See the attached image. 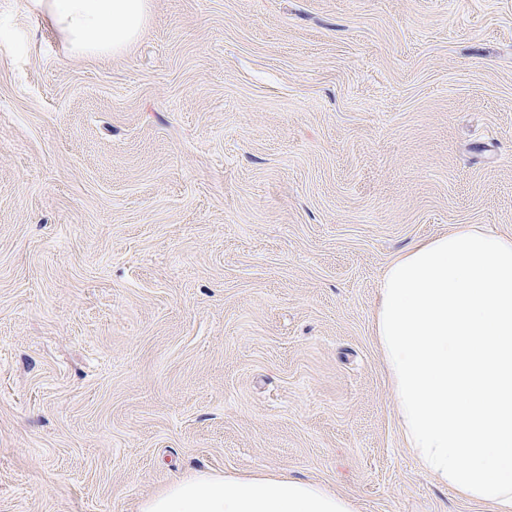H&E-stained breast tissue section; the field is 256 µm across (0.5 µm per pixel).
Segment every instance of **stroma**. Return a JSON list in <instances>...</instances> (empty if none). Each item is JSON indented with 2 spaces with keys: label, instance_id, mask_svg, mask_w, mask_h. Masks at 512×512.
<instances>
[{
  "label": "stroma",
  "instance_id": "obj_1",
  "mask_svg": "<svg viewBox=\"0 0 512 512\" xmlns=\"http://www.w3.org/2000/svg\"><path fill=\"white\" fill-rule=\"evenodd\" d=\"M72 55L0 0V512H137L191 470L359 512H492L424 471L386 265L512 232V0H150Z\"/></svg>",
  "mask_w": 512,
  "mask_h": 512
}]
</instances>
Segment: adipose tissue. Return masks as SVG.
I'll return each mask as SVG.
<instances>
[{"instance_id":"obj_1","label":"adipose tissue","mask_w":512,"mask_h":512,"mask_svg":"<svg viewBox=\"0 0 512 512\" xmlns=\"http://www.w3.org/2000/svg\"><path fill=\"white\" fill-rule=\"evenodd\" d=\"M67 49L117 54L144 31L149 0H29ZM420 466L468 499L512 512V235L462 224L385 267L373 322ZM138 512H357L284 475L195 471Z\"/></svg>"}]
</instances>
